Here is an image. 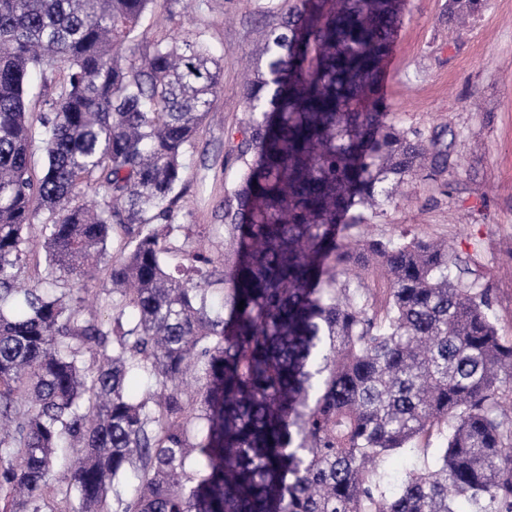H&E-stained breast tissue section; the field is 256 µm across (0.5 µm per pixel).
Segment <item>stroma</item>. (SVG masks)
Instances as JSON below:
<instances>
[{
    "label": "stroma",
    "instance_id": "stroma-1",
    "mask_svg": "<svg viewBox=\"0 0 512 512\" xmlns=\"http://www.w3.org/2000/svg\"><path fill=\"white\" fill-rule=\"evenodd\" d=\"M155 0L142 19L144 42L190 33L205 40L224 69L210 116L186 158L183 195L174 223L210 227L203 243L224 251L217 214L237 162L228 136L243 117L245 55L280 21L283 0ZM445 0H408L397 36L396 67L386 98L404 126H448L456 135L450 195L414 182L411 195L372 219L370 233L406 231L448 241L490 288L498 330L512 336V0H488L463 33L442 18Z\"/></svg>",
    "mask_w": 512,
    "mask_h": 512
}]
</instances>
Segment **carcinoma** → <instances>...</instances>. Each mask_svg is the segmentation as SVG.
I'll list each match as a JSON object with an SVG mask.
<instances>
[{
    "label": "carcinoma",
    "instance_id": "carcinoma-1",
    "mask_svg": "<svg viewBox=\"0 0 512 512\" xmlns=\"http://www.w3.org/2000/svg\"><path fill=\"white\" fill-rule=\"evenodd\" d=\"M153 2L0 0V512H512V339L489 289L445 241L359 232L416 179L451 189L448 129L384 99L406 0L288 4L248 61L220 258L173 247L170 219L221 69L197 37L143 43ZM485 7L443 16L461 30ZM51 63L65 78L36 121L29 76ZM88 183L104 202H76ZM37 204L47 268L27 286ZM106 260L103 321L55 285Z\"/></svg>",
    "mask_w": 512,
    "mask_h": 512
}]
</instances>
